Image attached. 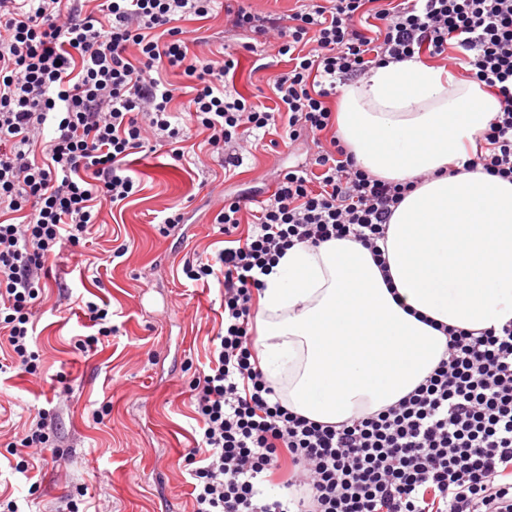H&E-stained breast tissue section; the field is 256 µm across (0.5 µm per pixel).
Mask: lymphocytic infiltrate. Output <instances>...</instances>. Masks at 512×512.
<instances>
[{
  "instance_id": "f902f5d3",
  "label": "lymphocytic infiltrate",
  "mask_w": 512,
  "mask_h": 512,
  "mask_svg": "<svg viewBox=\"0 0 512 512\" xmlns=\"http://www.w3.org/2000/svg\"><path fill=\"white\" fill-rule=\"evenodd\" d=\"M217 2L0 0V373H37L46 263L135 194L128 157L161 148L187 161L189 126L232 166L274 130L287 146L318 139L308 163L277 169L246 236L249 197L226 196L213 218L223 249L184 262L224 297V326L189 383L201 430L184 455L192 512H512V322L446 328L448 357L421 384L341 425L288 409L255 350L256 297L284 252L348 238L385 264L380 242L413 188L371 176L335 136L341 85L446 57L501 104L462 169L512 180V0H306L283 15L225 5L228 27L287 60L267 79L277 112L234 88V52L192 51L183 21ZM48 419L38 411L12 443L16 471L49 443ZM277 474L289 497L261 490Z\"/></svg>"
}]
</instances>
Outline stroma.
<instances>
[{"instance_id": "1", "label": "stroma", "mask_w": 512, "mask_h": 512, "mask_svg": "<svg viewBox=\"0 0 512 512\" xmlns=\"http://www.w3.org/2000/svg\"><path fill=\"white\" fill-rule=\"evenodd\" d=\"M184 27L201 58L240 40L220 13ZM274 54L263 45L239 52L234 78L240 94L270 108L276 98L256 65ZM317 150L310 140L260 148L229 177L223 157L206 150L192 169L159 154L133 156L140 192L123 208L103 206L82 256L65 249L48 262L34 331L38 374H0V496L22 512H64L71 499L82 500L85 512H191L183 454L197 423L188 384L224 308L219 288L188 281L183 262L222 248L212 219L224 194L263 191L274 169L305 164ZM173 207L193 219L165 237L156 219ZM83 299L107 303L114 329L86 353L74 346L91 333ZM41 409L51 414V445L32 449V469L17 472L7 445Z\"/></svg>"}]
</instances>
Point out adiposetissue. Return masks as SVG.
Returning a JSON list of instances; mask_svg holds the SVG:
<instances>
[{"label":"adipose tissue","mask_w":512,"mask_h":512,"mask_svg":"<svg viewBox=\"0 0 512 512\" xmlns=\"http://www.w3.org/2000/svg\"><path fill=\"white\" fill-rule=\"evenodd\" d=\"M499 110L479 83L413 60L342 87L358 164L416 187L390 219L386 267L341 239L294 246L266 276L256 348L290 410L339 425L387 407L446 357L444 327L512 321V182L449 172Z\"/></svg>","instance_id":"ef3b65f1"}]
</instances>
